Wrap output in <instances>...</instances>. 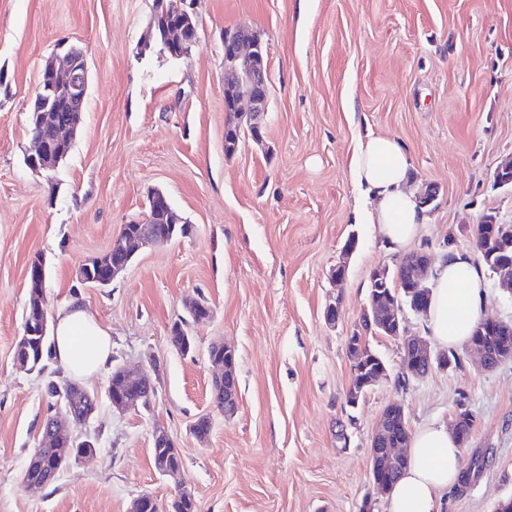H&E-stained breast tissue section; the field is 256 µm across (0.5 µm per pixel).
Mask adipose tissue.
I'll use <instances>...</instances> for the list:
<instances>
[{"label": "adipose tissue", "instance_id": "adipose-tissue-1", "mask_svg": "<svg viewBox=\"0 0 512 512\" xmlns=\"http://www.w3.org/2000/svg\"><path fill=\"white\" fill-rule=\"evenodd\" d=\"M410 158L395 138L367 134L358 141L351 171L360 191L375 202L365 220L380 225L392 245L402 247L417 235L427 220L407 188ZM484 279L470 255L449 253L435 270L428 327L444 347L465 343L483 317ZM53 355L74 378L104 371L112 355V335L85 307L69 303L59 310L53 324ZM461 449L441 422L418 429L408 448V466L389 492L388 512H440L441 496L453 486L460 472Z\"/></svg>", "mask_w": 512, "mask_h": 512}]
</instances>
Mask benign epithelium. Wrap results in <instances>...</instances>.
<instances>
[{"label":"benign epithelium","instance_id":"benign-epithelium-1","mask_svg":"<svg viewBox=\"0 0 512 512\" xmlns=\"http://www.w3.org/2000/svg\"><path fill=\"white\" fill-rule=\"evenodd\" d=\"M164 14L176 20L164 48L195 46L199 42V19L196 12V0H164ZM267 52L260 39L253 32L241 26L224 36V111L230 113L236 123L247 121L252 129H261L263 117L268 110ZM88 57L85 50L70 48L62 56L46 60L40 74V80L34 109L37 112H60L62 116L55 119L46 136L33 137V150L27 155L28 167L35 171H49L47 163L51 147L66 144L76 134L85 98L88 93ZM147 227L137 234L129 236L118 234L112 239V263L103 280L96 286L103 288L114 282L127 268L136 252L145 246L168 242L171 235H161L148 227L151 218H146ZM408 267L409 284L405 288L410 306L416 314L423 313L424 304L432 294L430 283L431 258L423 252H410L405 257ZM499 275L500 286L507 289L504 299L512 301V260L501 259L493 266ZM362 317L367 321L381 322L389 327L387 335L400 343L404 352L403 360L410 365V372L416 377H423L434 371H447L450 364L446 354L434 349L431 343L421 336L407 334L406 307L396 298L381 295L362 310ZM469 348L479 352L481 365L496 366L504 360L512 359V347L501 343L494 351H489L482 342L469 344ZM213 377L224 379V415H234L239 407V388L229 366L212 364ZM145 398L139 393H116L112 395V409L118 412L136 411L144 405ZM63 412L52 416L57 428L45 432V436L54 437L56 429L69 434V424L85 423L95 412L92 407L75 410L69 405H62ZM408 420L404 408L399 403L389 405L380 415L376 428L370 439L371 471L370 481L374 491L379 495L389 492V485L383 479V473L394 472L404 463L406 456L399 447L405 442L402 437L394 438L397 428H405ZM71 445L56 449L55 453L44 460L51 472L58 473L65 460H88L97 455V448L88 441L69 438Z\"/></svg>","mask_w":512,"mask_h":512}]
</instances>
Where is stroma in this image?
I'll list each match as a JSON object with an SVG mask.
<instances>
[{"label":"stroma","mask_w":512,"mask_h":512,"mask_svg":"<svg viewBox=\"0 0 512 512\" xmlns=\"http://www.w3.org/2000/svg\"><path fill=\"white\" fill-rule=\"evenodd\" d=\"M154 0H0V512H129L139 494L168 504L177 488L155 469L164 429L183 459L199 512H386L370 482V437L383 409L403 404L411 428L476 418L461 464L487 463L470 485L442 495L441 512H494L512 497V359L491 370L459 346L460 368L399 383L397 340L371 336L388 376L355 409L349 337L368 302L370 274L404 256L379 225L358 220L367 200L350 159L360 137L392 136L411 159L414 194L436 186L414 249L432 262L475 253L486 216L512 224V0H197L199 43L179 58L141 50ZM249 27L267 50L263 139L224 152V32ZM88 52L90 92L68 157L33 172L28 111L45 60ZM159 189L192 226L189 236L139 251L106 288L79 283L81 264L146 215ZM348 274H330L348 238ZM46 263L48 315L81 303L112 333V362L152 379L136 412L113 410L108 374L83 379L96 411L75 438L96 439L31 494L22 474L46 441L37 372L13 349L27 306L26 273ZM211 315L189 321L185 302ZM339 301L327 325L323 309ZM195 342H170L178 321ZM237 357L239 409L213 399L208 349ZM209 417L199 443L193 422ZM353 418L346 442L338 420Z\"/></svg>","instance_id":"1"}]
</instances>
